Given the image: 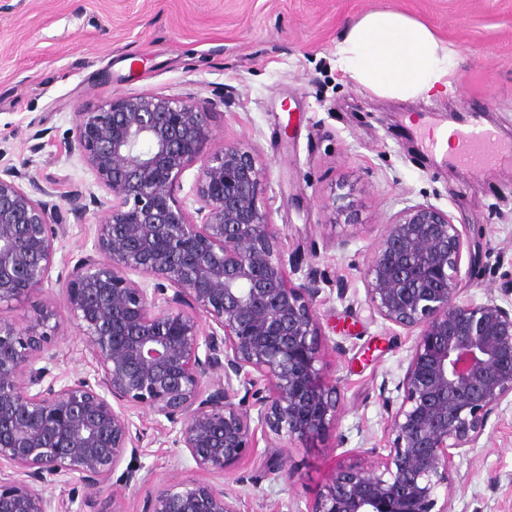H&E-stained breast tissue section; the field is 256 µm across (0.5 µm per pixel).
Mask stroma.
<instances>
[{
	"label": "stroma",
	"instance_id": "35a3bbf8",
	"mask_svg": "<svg viewBox=\"0 0 512 512\" xmlns=\"http://www.w3.org/2000/svg\"><path fill=\"white\" fill-rule=\"evenodd\" d=\"M392 8L427 23L458 64L446 93L401 102L362 88L335 63L347 28L369 11ZM214 144L234 141L266 163L261 200L301 273L325 280L315 307L329 335L323 372L338 386L339 430L280 449L287 473H259L255 448L215 484L240 512H309L334 470L386 445L383 383H396L412 340L372 317L361 281L384 224L402 208L429 202L454 218L471 242L461 262L465 298L482 302L512 284V162L478 173L428 148V130L464 119L493 127L512 152V0H0V163L52 185L66 206L72 191L98 193L75 144L76 114L113 98L150 91L211 98ZM349 194L356 224L326 223L321 203ZM95 214L69 222L55 244L51 281L8 314L29 320L61 310L57 282L92 248ZM352 236L348 250L333 245ZM54 371L92 372L89 348L73 328L48 340ZM143 440L136 485L92 488L80 476L51 486L75 512H112L121 494L141 512L160 485L195 476L189 453L163 435L152 414L132 413ZM453 512H512V407L491 417L479 447L455 457Z\"/></svg>",
	"mask_w": 512,
	"mask_h": 512
}]
</instances>
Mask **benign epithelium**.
<instances>
[{
	"label": "benign epithelium",
	"instance_id": "benign-epithelium-1",
	"mask_svg": "<svg viewBox=\"0 0 512 512\" xmlns=\"http://www.w3.org/2000/svg\"><path fill=\"white\" fill-rule=\"evenodd\" d=\"M215 105L136 92L76 114L78 151L106 197L69 196L76 219L91 204L100 216L60 288L63 319L50 311L22 327L1 312L49 282L66 224L49 187L0 166V512H60L46 486L75 473L94 488L110 480L139 452L131 408L166 419L206 474L233 471L260 436L268 448L344 443L341 394L323 375L320 280L290 279L299 258L261 204L259 157L235 142L208 147ZM197 162L192 212L176 190ZM347 199L322 202L328 223H359ZM468 249L451 214L428 202L384 225L362 271L365 301L413 337L397 396L383 397L389 445L338 466L311 512H452L439 490L454 457L512 398V309L461 297ZM66 323L91 350V378L49 368L48 332ZM143 512L240 509L186 478Z\"/></svg>",
	"mask_w": 512,
	"mask_h": 512
}]
</instances>
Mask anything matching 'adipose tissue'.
I'll return each mask as SVG.
<instances>
[{
	"instance_id": "ef3b65f1",
	"label": "adipose tissue",
	"mask_w": 512,
	"mask_h": 512,
	"mask_svg": "<svg viewBox=\"0 0 512 512\" xmlns=\"http://www.w3.org/2000/svg\"><path fill=\"white\" fill-rule=\"evenodd\" d=\"M336 66L374 94L397 100L446 88L456 56L425 23L394 9L367 13L336 44Z\"/></svg>"
}]
</instances>
